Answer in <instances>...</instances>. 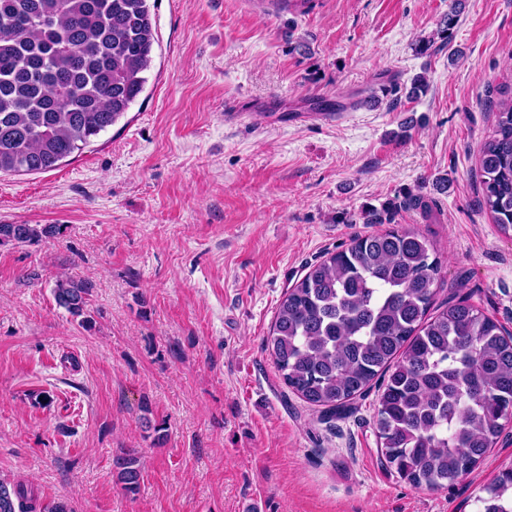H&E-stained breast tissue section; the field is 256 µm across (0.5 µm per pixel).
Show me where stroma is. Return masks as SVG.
<instances>
[{
    "instance_id": "obj_1",
    "label": "stroma",
    "mask_w": 512,
    "mask_h": 512,
    "mask_svg": "<svg viewBox=\"0 0 512 512\" xmlns=\"http://www.w3.org/2000/svg\"><path fill=\"white\" fill-rule=\"evenodd\" d=\"M153 14L125 117L55 169L0 176V224L65 227L0 246V481L71 512H481L512 469V422L474 472L417 489L385 465L376 390L326 420L264 341L307 265L379 232L372 211L433 244L436 302L468 298L512 332V232L481 208L478 164L512 82V0ZM65 276L92 282V328L56 305ZM123 448L143 468L133 495ZM116 479L128 494H135L140 488L142 467L134 453H124L113 459Z\"/></svg>"
}]
</instances>
